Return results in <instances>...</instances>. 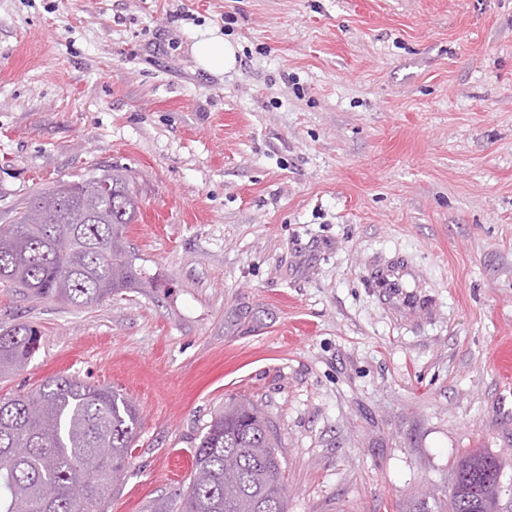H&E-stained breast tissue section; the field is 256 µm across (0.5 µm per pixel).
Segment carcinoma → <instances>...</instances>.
I'll return each instance as SVG.
<instances>
[{
  "label": "carcinoma",
  "mask_w": 512,
  "mask_h": 512,
  "mask_svg": "<svg viewBox=\"0 0 512 512\" xmlns=\"http://www.w3.org/2000/svg\"><path fill=\"white\" fill-rule=\"evenodd\" d=\"M112 177V193L88 194ZM56 219L42 216L47 192L17 212L0 236V283L29 299L91 307L143 282L137 257L123 242L137 221L132 181L116 170L62 181ZM34 326L0 328V379L16 373L39 344ZM140 426L133 402L109 386L78 376H54L37 389L0 397V512H107L127 467ZM193 456V477L181 512H287L278 441L254 403L230 398L205 426ZM16 448L27 449L19 456ZM499 458L484 452L462 457L456 468L458 512H497V500L479 492L501 474ZM55 489L46 502L41 491Z\"/></svg>",
  "instance_id": "obj_1"
}]
</instances>
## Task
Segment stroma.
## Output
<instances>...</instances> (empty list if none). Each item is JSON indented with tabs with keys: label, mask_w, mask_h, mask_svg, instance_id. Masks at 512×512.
<instances>
[{
	"label": "stroma",
	"mask_w": 512,
	"mask_h": 512,
	"mask_svg": "<svg viewBox=\"0 0 512 512\" xmlns=\"http://www.w3.org/2000/svg\"><path fill=\"white\" fill-rule=\"evenodd\" d=\"M113 166L143 285L0 284V326L41 332L0 396L77 375L139 410L108 512H177L232 396L273 424L288 512H451L475 450L512 512V0H0V225ZM192 52L197 65L209 73L221 74L236 64L233 44L216 31L202 35L193 45Z\"/></svg>",
	"instance_id": "stroma-1"
}]
</instances>
